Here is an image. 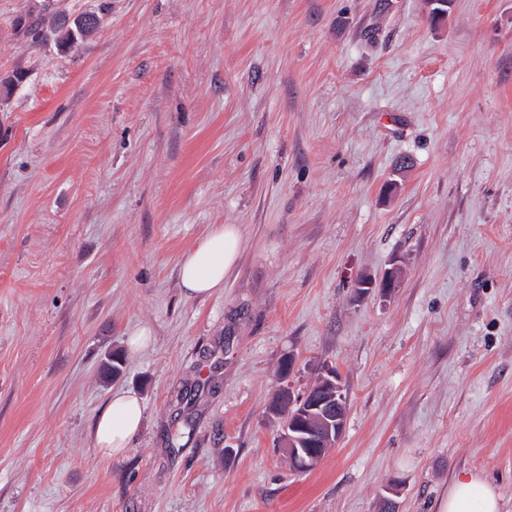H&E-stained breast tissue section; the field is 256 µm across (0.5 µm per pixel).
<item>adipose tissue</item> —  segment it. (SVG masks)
<instances>
[{
	"instance_id": "1",
	"label": "adipose tissue",
	"mask_w": 512,
	"mask_h": 512,
	"mask_svg": "<svg viewBox=\"0 0 512 512\" xmlns=\"http://www.w3.org/2000/svg\"><path fill=\"white\" fill-rule=\"evenodd\" d=\"M243 249L240 229L234 224L213 225L199 244L179 262L184 295L206 297L223 288L225 278L236 266ZM143 423V404L136 392L113 394L98 414L93 427V444L100 455L124 454ZM500 497L480 474L458 476L440 503L439 512H500Z\"/></svg>"
}]
</instances>
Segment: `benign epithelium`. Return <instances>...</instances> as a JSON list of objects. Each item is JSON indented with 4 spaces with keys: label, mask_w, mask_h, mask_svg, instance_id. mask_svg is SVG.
<instances>
[{
    "label": "benign epithelium",
    "mask_w": 512,
    "mask_h": 512,
    "mask_svg": "<svg viewBox=\"0 0 512 512\" xmlns=\"http://www.w3.org/2000/svg\"><path fill=\"white\" fill-rule=\"evenodd\" d=\"M319 381L327 394L311 399L306 406V411L316 413L319 427L310 429L298 423L294 425L295 432L288 434V443L281 444L288 448V458L304 472L319 463L316 449L332 447L340 439L347 415V399L336 373L329 370Z\"/></svg>",
    "instance_id": "benign-epithelium-1"
}]
</instances>
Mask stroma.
Returning a JSON list of instances; mask_svg holds the SVG:
<instances>
[{
  "label": "stroma",
  "instance_id": "35a3bbf8",
  "mask_svg": "<svg viewBox=\"0 0 512 512\" xmlns=\"http://www.w3.org/2000/svg\"><path fill=\"white\" fill-rule=\"evenodd\" d=\"M216 224L243 253L185 297ZM329 367L298 472L269 404ZM465 471L512 512V0H0V512H439ZM99 24L97 16L93 13H85L73 19L67 17L59 18L53 27L56 33V44L60 47H68L76 43L79 39L86 40L91 37ZM242 249L243 239L237 225H213L199 244L180 259L184 295L206 297L223 288L224 279L236 266ZM319 381L323 385V390L327 395L321 394L312 398L305 407L308 412H316L319 418V427L309 429L306 425L298 423L294 425V429L298 432H288V408L292 407L296 396L288 389V401L280 403V398L284 395L283 389L275 396L272 409L280 417V427L284 425L282 431L288 433V443H281L282 448H288V460L290 466L300 468L302 471L313 469L318 463L320 456L313 448H320L321 452L326 455V452L333 447L340 439L347 415V399L344 394L343 385L339 381L334 371H327L322 373ZM330 389V390H328ZM289 412L291 416V424L299 421L302 423H310L309 415H301L300 409L295 405ZM299 413V414H298ZM142 423L143 404L136 392L128 390L112 394L94 422V448L102 456L124 454Z\"/></svg>",
  "mask_w": 512,
  "mask_h": 512
}]
</instances>
